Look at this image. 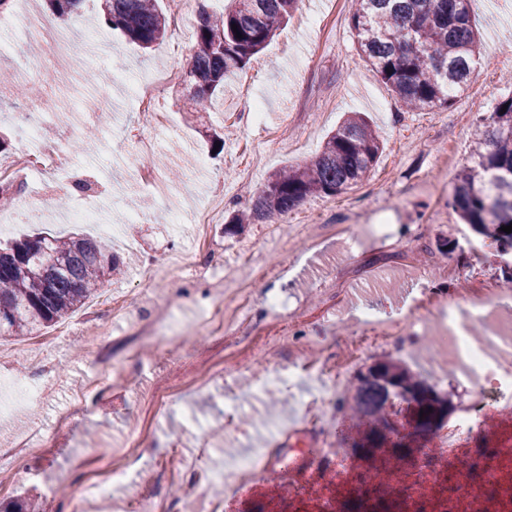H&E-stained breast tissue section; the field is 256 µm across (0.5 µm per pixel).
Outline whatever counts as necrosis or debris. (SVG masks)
<instances>
[{
  "label": "necrosis or debris",
  "instance_id": "obj_1",
  "mask_svg": "<svg viewBox=\"0 0 512 512\" xmlns=\"http://www.w3.org/2000/svg\"><path fill=\"white\" fill-rule=\"evenodd\" d=\"M12 27L21 37L42 49L40 59L52 80H61L73 54L69 30L50 26L40 15L14 14ZM27 146L19 149L9 164L0 166V186H24L29 199L40 198V189L49 182H72L73 177L61 154L60 144L69 135L60 127L55 143L42 142L40 115L28 113ZM216 210L209 207L190 215L171 217L172 223L195 225L194 252L207 262L210 275L224 271L222 259L213 248L212 224ZM467 308L456 303L435 301L425 295L408 314L397 316L381 327L362 330L352 337L349 362L360 360L373 346L397 344L407 331L422 324L438 330L448 343V359L465 379L475 382L478 394L489 391L512 394V364H502L498 349H512V322L493 316L489 296H512L511 284L477 283L469 287ZM481 329L474 337L473 329ZM323 383L307 409L309 423L338 412L339 398L329 387L340 382L343 370L327 359H314L307 365ZM482 436L481 448L469 444L472 432ZM140 442L129 438L127 453L106 458L102 466L86 476L70 512H88L89 501L105 496L112 484L131 476L139 457ZM304 462L306 473L291 478L287 487L265 490L267 512H346L350 501L361 504L360 512H376L385 503L388 512H512V414L493 409L477 414L473 407L460 408L453 418L424 442L411 456L379 454L363 459L324 440L318 454L309 455L301 445L270 448L245 459L236 469L234 489L257 484L263 472L272 468L294 469ZM178 478L185 486L184 502L193 503L196 512H224V502L207 496L206 486L216 477L187 468Z\"/></svg>",
  "mask_w": 512,
  "mask_h": 512
}]
</instances>
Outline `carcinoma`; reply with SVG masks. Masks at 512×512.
Returning a JSON list of instances; mask_svg holds the SVG:
<instances>
[{
	"instance_id": "cac0c4a2",
	"label": "carcinoma",
	"mask_w": 512,
	"mask_h": 512,
	"mask_svg": "<svg viewBox=\"0 0 512 512\" xmlns=\"http://www.w3.org/2000/svg\"><path fill=\"white\" fill-rule=\"evenodd\" d=\"M84 0H47L60 18L78 12ZM474 0H351L349 21L361 57L373 75L408 108H446L451 92L469 82L480 59V38L471 22ZM301 0H231L216 11L196 0L194 44L183 82L202 110L224 96V80L245 68ZM107 26L143 48L166 37L168 19L159 0H103ZM237 30H232V26ZM241 37H236V34ZM475 150L459 171L448 205L481 237L512 252V96L481 117ZM383 144L367 118L352 112L331 132L321 153L271 176L251 205L234 213L224 233L245 224L288 215L312 195L336 196L368 176ZM124 271V261L104 243L85 236L50 233L0 243V337L34 336L59 323L99 294L103 279ZM358 419L342 446H369L411 454L457 406L389 358L360 373L353 401L342 400Z\"/></svg>"
}]
</instances>
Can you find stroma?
Returning <instances> with one entry per match:
<instances>
[{"mask_svg":"<svg viewBox=\"0 0 512 512\" xmlns=\"http://www.w3.org/2000/svg\"><path fill=\"white\" fill-rule=\"evenodd\" d=\"M98 5V0H84L79 15L67 23L84 65L69 67L74 97L64 115L46 118L43 135L49 141L61 122L74 125L64 154L77 179L87 181L97 194L103 223H68L65 215L77 199L64 184L46 191L39 201L51 215L49 223L31 222L29 210L19 209L15 225L0 227V239L47 231L107 242L128 264L122 275L106 278L105 289L127 288L136 299L122 317H93L82 307L49 329L41 352L55 370L46 376L23 339L0 338V349L13 351L11 359L0 363V447H10L33 431L48 441L41 455L20 459L30 477L0 491V505L26 495L36 512H57L74 495L70 477L96 466L95 448L122 452L128 436L149 424L153 431L138 467L156 469V462L174 455L190 459L200 469L223 472L214 487L225 496L224 512H264L265 502L249 490L227 492L225 477L239 460L264 448L287 447L294 432L302 433L310 448L316 447L318 436L342 438L353 432L342 412L315 427L304 422V403L312 391L309 376L268 394L256 391L258 378L274 377L280 369L320 356L343 363L339 391L344 396L353 391L360 370L391 355L408 362L455 405L474 400L472 383L458 376L443 346L431 337L411 333L399 345L369 349L355 364L346 363L344 350L359 312L383 322L402 312L408 298L421 290L445 296L472 276L506 280V259L496 245L485 244L477 258L466 251L444 258L434 250L440 238L458 243L472 233L449 208L446 189L469 156L479 116L512 95L507 79L512 73V0H480L472 13L482 39L480 64L450 107L431 111L403 109L389 87L373 77L348 23L349 0H302L288 25L225 82L223 98L204 114H196L178 82L157 88L158 107L168 124L153 131L155 155L179 176L168 179L166 198L154 204L159 219L138 224L130 216L148 197L133 171L134 164L144 161L133 153L143 119L125 83L137 78L148 86L158 71L183 66L193 37L187 31L180 40L168 37L153 50H142L105 24ZM89 28L108 45L121 78H112L97 64L96 48L84 37ZM103 91L112 98V110L82 120L85 104ZM257 103L266 114L264 123L240 120V113L252 111ZM349 112L364 113L384 145L367 178L342 195L308 197L278 223L252 224L239 235H227L223 224H215L213 235L224 259L222 278L198 272L177 282L170 279L172 259L192 260L193 239L187 225L172 228L165 215L182 211L190 202L203 204L220 186L226 189L224 210L232 212L235 203L248 201L272 173L318 155L327 133ZM208 127L221 132L223 148L205 137ZM202 155L207 158L203 166L198 163ZM375 224L387 225V235L373 233ZM423 224L429 230L422 235L418 228ZM340 225L351 226L350 236L337 233ZM247 246L254 248L258 260L276 267L252 292L249 348L226 377L179 393L158 422L150 423L152 411L144 394L149 382L209 367L233 344V337L195 332L191 326L207 304L220 293H232L250 276L249 268L235 263L236 250ZM150 259L157 274L143 285L140 269ZM276 299L288 301V317L272 309ZM154 317L186 327L180 345L171 349L159 340L142 343L139 361L128 365L123 387L103 388L86 403L72 405L87 376H107L112 365L125 363L130 328ZM283 331L287 344L277 355H268L265 343ZM20 380L48 387L49 393L40 400L23 396L16 389ZM229 406L237 409L230 427L224 424ZM156 471L153 483L130 480L114 486L93 503L91 512H123L127 501L141 498L180 503L181 483Z\"/></svg>","mask_w":512,"mask_h":512,"instance_id":"35a3bbf8","label":"stroma"}]
</instances>
